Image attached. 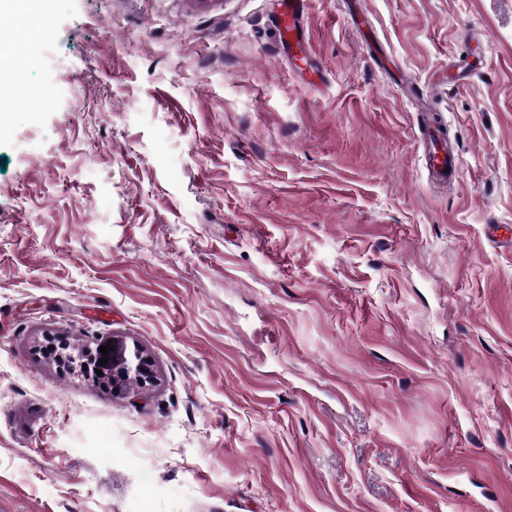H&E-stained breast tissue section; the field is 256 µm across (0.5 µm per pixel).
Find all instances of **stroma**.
Instances as JSON below:
<instances>
[{
  "label": "stroma",
  "mask_w": 512,
  "mask_h": 512,
  "mask_svg": "<svg viewBox=\"0 0 512 512\" xmlns=\"http://www.w3.org/2000/svg\"><path fill=\"white\" fill-rule=\"evenodd\" d=\"M280 9L35 29L52 102L0 124V512H512V0H310L295 50ZM427 140L430 150L426 157V164L431 177L443 183L456 181L460 171L459 155L448 149V142L437 128L428 130ZM105 367L112 370V389H117V392L126 391L132 380L146 383L153 377L150 360L139 352L134 354V360H128L121 349L112 348V362L107 360Z\"/></svg>",
  "instance_id": "35a3bbf8"
}]
</instances>
